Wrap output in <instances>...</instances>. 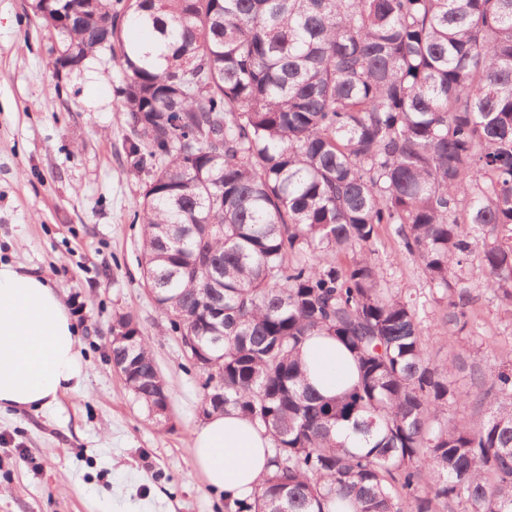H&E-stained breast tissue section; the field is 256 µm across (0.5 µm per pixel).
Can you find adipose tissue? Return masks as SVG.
Returning a JSON list of instances; mask_svg holds the SVG:
<instances>
[{
	"label": "adipose tissue",
	"mask_w": 512,
	"mask_h": 512,
	"mask_svg": "<svg viewBox=\"0 0 512 512\" xmlns=\"http://www.w3.org/2000/svg\"><path fill=\"white\" fill-rule=\"evenodd\" d=\"M79 333L57 289L38 272L0 263V412L53 409L84 374ZM307 381L336 396L350 383L352 359L334 339L312 337ZM192 460L208 485L235 500L269 471L271 438L235 411L214 414L192 436Z\"/></svg>",
	"instance_id": "ef3b65f1"
}]
</instances>
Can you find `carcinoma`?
Instances as JSON below:
<instances>
[{"label": "carcinoma", "instance_id": "1", "mask_svg": "<svg viewBox=\"0 0 512 512\" xmlns=\"http://www.w3.org/2000/svg\"><path fill=\"white\" fill-rule=\"evenodd\" d=\"M85 61L119 59L129 170L144 177L140 265L173 331L224 362L222 399L272 439L270 471L224 512H512V351L432 361L414 299L371 259L399 225L473 335L459 271L512 314V0H32ZM351 256L348 264L340 257ZM224 307L206 314L207 301ZM224 334V340L214 337ZM331 336L351 385L325 398L303 347ZM155 367L145 337L112 358ZM127 388L143 406L146 377Z\"/></svg>", "mask_w": 512, "mask_h": 512}]
</instances>
